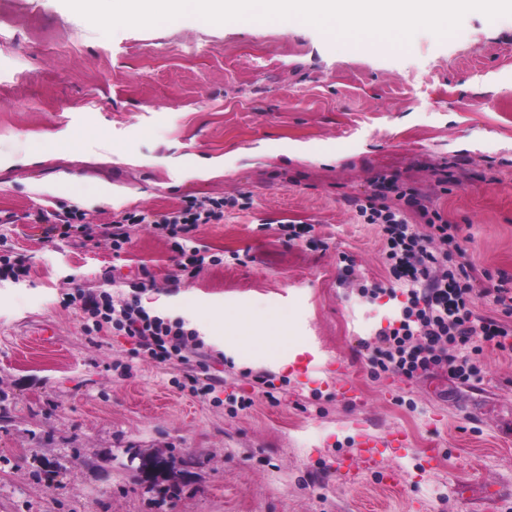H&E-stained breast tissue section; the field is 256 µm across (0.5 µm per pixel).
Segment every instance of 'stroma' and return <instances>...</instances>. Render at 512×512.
Listing matches in <instances>:
<instances>
[{
    "label": "stroma",
    "mask_w": 512,
    "mask_h": 512,
    "mask_svg": "<svg viewBox=\"0 0 512 512\" xmlns=\"http://www.w3.org/2000/svg\"><path fill=\"white\" fill-rule=\"evenodd\" d=\"M78 139L76 154L55 152ZM0 512H512V351L484 346L479 380L372 378L361 343L400 317L379 225L354 203L397 178L454 224L482 314L512 289V16L467 13L398 53L312 25L189 16L104 33L64 0H0ZM240 205L200 225L192 277L146 224L126 250L49 237L43 213L93 224L192 199ZM287 221L312 225L299 240ZM148 282L141 306L184 320L213 352V393L86 333L69 288L106 272ZM379 287L376 298L361 289ZM287 312L297 349L269 357L211 311ZM266 371L274 399L248 371ZM353 377L360 406L336 393ZM252 399L240 409L241 399ZM403 430L352 479L363 428ZM437 449L427 459L426 449ZM169 465L155 469L152 458Z\"/></svg>",
    "instance_id": "1"
}]
</instances>
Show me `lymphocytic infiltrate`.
I'll use <instances>...</instances> for the list:
<instances>
[{
  "label": "lymphocytic infiltrate",
  "instance_id": "f902f5d3",
  "mask_svg": "<svg viewBox=\"0 0 512 512\" xmlns=\"http://www.w3.org/2000/svg\"><path fill=\"white\" fill-rule=\"evenodd\" d=\"M391 196L400 200V207L388 205ZM236 204L233 198L196 199L171 212L129 213L98 229L89 224L85 214L72 211L46 213L42 219L49 223L51 235L83 243L102 237L118 252L130 243L133 226L148 224L160 235L185 241L199 225L223 219L225 209ZM357 210L366 223L381 225L389 272L408 286L407 305L398 327L381 330L364 344L373 377L388 373L414 379L439 371L467 382L481 375L478 356L484 346L512 351V325L505 322L512 316V292L505 288L498 291L502 316L475 313L468 265H459L454 272L442 269L440 255L426 245L430 239L448 245L454 236L451 224L430 209L423 196L402 190L397 179L381 177L372 199L358 205ZM410 212L428 225L429 236L410 232L406 218ZM63 303L80 310L92 332L122 331L134 339L137 356L184 371L181 389L204 395L214 391V383L203 382L186 371L191 362L203 357L204 345L197 331L186 328L184 321L150 314L137 298L112 295L103 284L94 290L75 289L65 295Z\"/></svg>",
  "mask_w": 512,
  "mask_h": 512
}]
</instances>
